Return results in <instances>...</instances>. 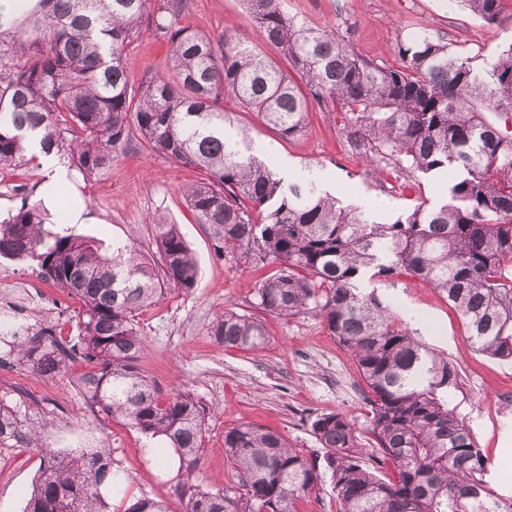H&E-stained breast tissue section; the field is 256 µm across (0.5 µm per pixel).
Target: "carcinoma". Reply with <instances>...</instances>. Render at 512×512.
Returning a JSON list of instances; mask_svg holds the SVG:
<instances>
[{"instance_id":"cac0c4a2","label":"carcinoma","mask_w":512,"mask_h":512,"mask_svg":"<svg viewBox=\"0 0 512 512\" xmlns=\"http://www.w3.org/2000/svg\"><path fill=\"white\" fill-rule=\"evenodd\" d=\"M260 40L278 47L295 75L257 44L181 25L183 0H42L47 11L0 48V169L37 160L33 138L67 155L86 177L107 171L132 135L151 153L206 171L185 191L216 254L237 267L271 262L256 304L282 318L310 314L352 353L371 396V442L338 413L311 421L322 454L253 424L224 432L234 483L213 489L193 475L205 450L208 411L193 397L162 398L145 375L147 341L135 314L172 285L189 292L198 264L179 225L155 219L157 257L115 243L112 255L82 235L44 228L24 203L0 220V257L37 262L41 278L82 303L77 335L51 327L14 343L13 365L44 378L72 358L88 365L79 392L92 411L121 419L173 449L186 481L184 512H297L330 480L336 512H512L485 480L491 462L449 407L457 372L416 340L391 308L359 291L361 275L414 276L463 320L476 350L512 358V42L479 65L423 27L398 44L399 62L358 53L337 29L300 22L287 0H243ZM488 24L502 0H463ZM151 29L168 45L165 71L134 78L127 49ZM237 100L284 139L304 129L310 103L341 118L351 151L395 181L453 174L446 198L390 222L343 205L305 175L271 168L249 128L224 109ZM213 335L258 350L263 324L233 310ZM50 421L0 398V447L35 446L43 463L24 512H109L122 491L104 438L53 447ZM124 512H167L149 497Z\"/></svg>"}]
</instances>
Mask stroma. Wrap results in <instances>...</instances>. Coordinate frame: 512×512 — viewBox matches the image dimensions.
<instances>
[{
  "mask_svg": "<svg viewBox=\"0 0 512 512\" xmlns=\"http://www.w3.org/2000/svg\"><path fill=\"white\" fill-rule=\"evenodd\" d=\"M288 11L308 24L347 33L361 55L387 64L395 62L398 42L423 26L444 36L451 51L484 60L512 42V0H503V21L493 25L474 15L462 0H288ZM181 19L214 36H257L243 0H185ZM129 63L134 76L157 73L165 67V49L152 33H144L132 45ZM224 105L252 129L258 147H271L295 170L314 174L344 204L375 209L383 220L413 206V196L392 191L385 176L371 171L364 158L349 149L339 124L318 108H311L300 136L283 139L254 114L239 111L234 99H226ZM68 173L91 218L90 223L73 225L74 233L107 249L131 241L151 254L156 250L152 220L161 214L179 224L197 257L196 288L188 293L165 289L139 311L137 321L148 345L143 362L148 378L163 395L186 392L209 410L206 447L195 473L199 481L209 487L233 483L224 432L243 422L279 432L314 454L321 451L310 430L315 414H342L355 423L359 436H366L368 386L350 351L317 318L300 315L285 320L255 308L256 287L272 273V266H230L217 256L205 227L195 223L184 192L202 180L201 171L148 153L134 140L103 175L86 179L73 167ZM46 177L38 166L0 171V217L13 213L22 201H37V188ZM4 275L16 278L17 286L0 298V317L13 329L12 334H0V358L8 356L16 335L47 325L63 337L73 335L80 309L77 299L41 279L29 262L0 258V277ZM367 290L456 370L458 386L449 393L450 406L493 461V483L511 495L512 448H504L501 432L512 426V362L476 352L460 316L419 279H373ZM227 310L253 314L264 323L267 341L261 349H227L216 341L214 327ZM85 369L76 360L59 375L42 378L0 367V398L25 400L32 412L51 419V438L61 443L77 441L87 428H94L110 440L115 467L130 495L146 494L171 512H183L181 473L162 476L144 453L139 432L122 421L92 414L77 388ZM41 461V449L0 447V512H23Z\"/></svg>",
  "mask_w": 512,
  "mask_h": 512,
  "instance_id": "stroma-1",
  "label": "stroma"
}]
</instances>
